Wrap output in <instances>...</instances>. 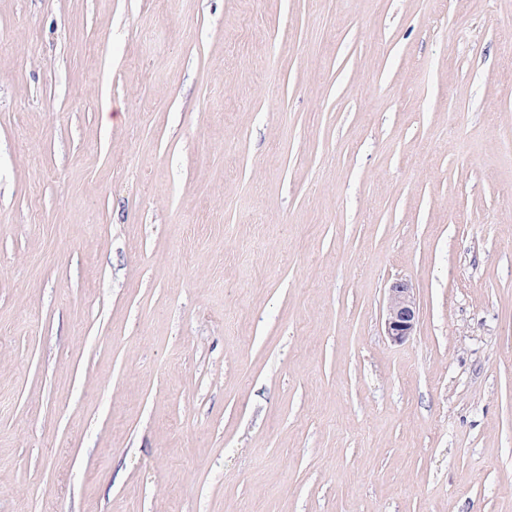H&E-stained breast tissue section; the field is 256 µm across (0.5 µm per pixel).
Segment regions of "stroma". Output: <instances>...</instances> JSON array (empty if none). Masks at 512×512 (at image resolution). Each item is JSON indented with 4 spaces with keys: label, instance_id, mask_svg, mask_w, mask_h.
<instances>
[{
    "label": "stroma",
    "instance_id": "35a3bbf8",
    "mask_svg": "<svg viewBox=\"0 0 512 512\" xmlns=\"http://www.w3.org/2000/svg\"><path fill=\"white\" fill-rule=\"evenodd\" d=\"M0 512H512V0H0ZM418 322L417 301L412 286L403 280L388 289L385 330L394 343H403L414 333Z\"/></svg>",
    "mask_w": 512,
    "mask_h": 512
}]
</instances>
